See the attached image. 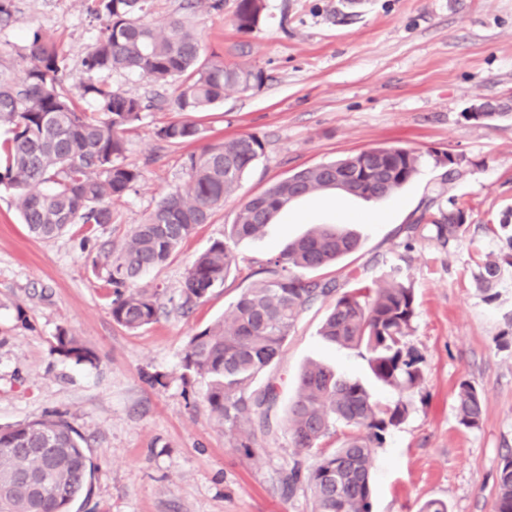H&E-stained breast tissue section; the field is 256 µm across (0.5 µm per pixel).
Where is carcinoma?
<instances>
[{
  "mask_svg": "<svg viewBox=\"0 0 512 512\" xmlns=\"http://www.w3.org/2000/svg\"><path fill=\"white\" fill-rule=\"evenodd\" d=\"M89 10L101 27L83 59L86 71L134 72L160 86L177 85L174 105L182 117L156 130L157 139L166 144L202 140L205 130L190 115L209 111L228 89L248 91L264 82L259 69L202 57L198 34L183 22L153 25L150 0H91ZM265 10L264 0H238L237 30L252 32ZM28 51L30 64L22 71L0 69V128L6 133L0 144V186L15 191L22 221L36 238H56L76 224H110L112 203L141 177L138 168L125 162L123 130L141 120L143 112L163 106L165 99L157 95L145 101L89 82L82 85L81 95L93 99L95 110L81 112L60 87L64 57L56 47L35 31ZM263 150L256 135L241 134L190 154L184 186L166 194L120 249L101 250L96 268L115 295L113 322L138 330L156 321L158 293L134 284L209 222ZM418 162L413 151L388 146L303 168L243 200L229 225V238L261 234L276 214L303 196L333 190L363 198L390 195L416 175ZM466 222L465 209L455 207L432 224L436 238L449 244L462 236ZM358 246V237L343 227L315 225L267 262L263 277L240 293L229 318L190 337L184 375L208 380L209 409L245 454L253 453L257 434L271 430L270 413L277 400L275 385L259 387L257 377L275 364L299 316L332 295L336 299L322 322L321 336L364 349L374 377L402 395L421 384L423 357L407 341L417 315L416 298L396 270L373 287L342 293L334 279L302 275L338 262ZM507 247L484 263L483 282L494 281L502 266L512 267V237ZM233 261L224 241L200 253L187 270L183 305L203 302L223 286ZM55 351L77 363L95 360L65 329L58 331ZM456 410L461 426L480 427L482 396L469 380L459 383ZM408 412L402 398L380 408L362 383L321 363L302 370L286 426L293 446L317 458L306 477L313 512H371L375 449ZM339 428L337 448L322 451L323 440ZM91 472L80 435L63 416L0 426V512H69L71 502L86 490ZM496 512H512V457L500 469Z\"/></svg>",
  "mask_w": 512,
  "mask_h": 512,
  "instance_id": "carcinoma-1",
  "label": "carcinoma"
}]
</instances>
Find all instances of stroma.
<instances>
[{
  "instance_id": "1",
  "label": "stroma",
  "mask_w": 512,
  "mask_h": 512,
  "mask_svg": "<svg viewBox=\"0 0 512 512\" xmlns=\"http://www.w3.org/2000/svg\"><path fill=\"white\" fill-rule=\"evenodd\" d=\"M152 4L156 26L178 18L195 28L204 57L264 71L261 87L226 91L223 103L196 115L207 143L251 133L264 152L209 223L137 281L158 294L156 321L136 331L117 325L112 291L93 271L99 247H120L164 194L182 187L187 156L201 145L157 139L156 129L178 117L172 87L84 70L99 33L85 0H15L13 21L0 25V65L25 67L36 30L64 56L61 85L77 94L80 110L95 109L79 95L93 80L168 104L125 130L126 161L142 176L95 231L78 224L35 238L11 190L0 187V425L59 412L79 432L93 470L70 512H312L306 484L289 496L281 487L286 470L305 472L316 461L286 430L301 370L325 364L363 383L382 407L398 398L374 379L363 350L322 339L329 303L300 315L276 365L259 375L258 385L275 383L278 400L273 430L252 455L234 448L215 421L205 380H183L182 357L190 337L222 318L251 274L289 241L314 224H347L359 250L318 278L347 291L399 268L418 305L408 342L424 358L408 417L375 452L372 512H420L429 500L448 512H495L499 470L512 455V267L489 285L480 273L488 255L506 248L499 222L512 210V119L484 124L466 114L480 100L512 103V0H266L264 20L249 34L235 27L236 0L210 12L187 10L185 0ZM388 146L420 157L416 176L394 195L313 194L261 235L229 238L240 201L300 169ZM447 153L455 168L443 164ZM457 206L467 211L458 241L443 243L429 225L408 238L407 225L422 212L435 217ZM217 240L235 257L223 287L180 309L188 268ZM352 269L358 281L347 279ZM62 328L94 351V363L55 352ZM159 373L161 385L153 381ZM464 380L482 393L476 429L458 423Z\"/></svg>"
}]
</instances>
